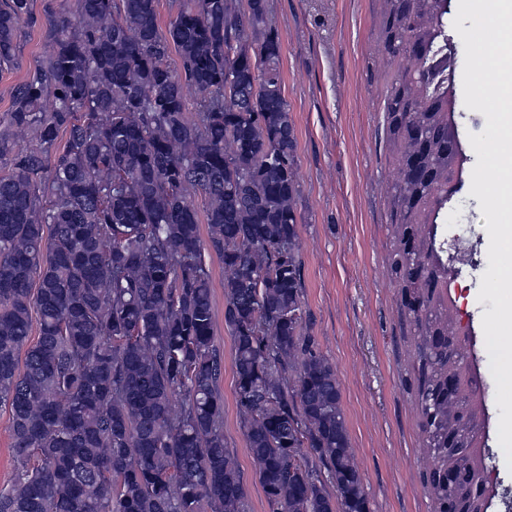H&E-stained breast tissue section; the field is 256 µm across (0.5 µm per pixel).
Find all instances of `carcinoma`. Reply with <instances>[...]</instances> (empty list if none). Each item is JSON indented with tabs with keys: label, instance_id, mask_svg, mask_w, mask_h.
<instances>
[{
	"label": "carcinoma",
	"instance_id": "carcinoma-1",
	"mask_svg": "<svg viewBox=\"0 0 512 512\" xmlns=\"http://www.w3.org/2000/svg\"><path fill=\"white\" fill-rule=\"evenodd\" d=\"M385 2L384 49L407 55ZM32 26L45 55L0 116V408L16 463L0 512H250L191 189L224 264L237 411L269 512H370L335 367L308 329L297 139L266 0H179L164 28L157 0H64L42 19L33 0H0V67ZM416 37L442 46L445 15ZM425 65L431 99L454 60ZM406 75L385 106L415 99ZM390 132L413 151L404 121ZM432 133L460 140L446 112ZM443 252L431 235L413 275L401 244L390 256L425 343ZM445 470L437 456L427 473L439 512Z\"/></svg>",
	"mask_w": 512,
	"mask_h": 512
}]
</instances>
